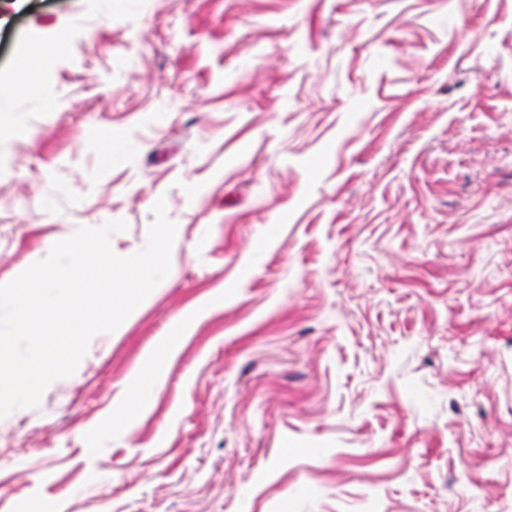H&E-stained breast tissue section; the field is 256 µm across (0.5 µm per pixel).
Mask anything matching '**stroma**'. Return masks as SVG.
<instances>
[{
    "instance_id": "1",
    "label": "stroma",
    "mask_w": 512,
    "mask_h": 512,
    "mask_svg": "<svg viewBox=\"0 0 512 512\" xmlns=\"http://www.w3.org/2000/svg\"><path fill=\"white\" fill-rule=\"evenodd\" d=\"M0 15V282L110 220L136 253L160 198L177 226L0 418V512H512V0ZM154 365L146 368L143 373H141L136 382L133 384L131 388V396L126 405V413L134 411L138 408L143 395L147 392L148 388L151 386L154 378Z\"/></svg>"
}]
</instances>
